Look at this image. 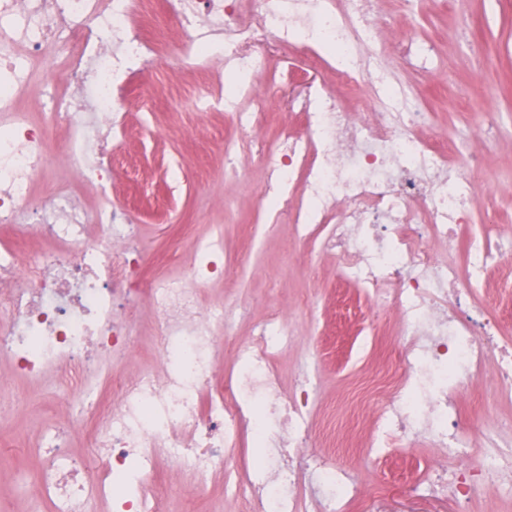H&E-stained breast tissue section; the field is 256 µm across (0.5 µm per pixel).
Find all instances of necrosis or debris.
Listing matches in <instances>:
<instances>
[{"instance_id": "necrosis-or-debris-1", "label": "necrosis or debris", "mask_w": 512, "mask_h": 512, "mask_svg": "<svg viewBox=\"0 0 512 512\" xmlns=\"http://www.w3.org/2000/svg\"><path fill=\"white\" fill-rule=\"evenodd\" d=\"M376 20V0H0V222L16 230L0 240V358L30 384L81 394L72 416L47 426L39 443L37 495L53 512H161L164 459L192 472L195 493H203L258 411L268 421L257 435L266 484L225 471V492L244 499L247 512H298L302 487L288 475L301 462L285 451L309 446L312 399L308 386L286 398L277 387L275 353L293 339L287 319L273 313L239 347L243 372L211 374L227 317L205 308L200 293L247 259L227 257L221 239L200 240L187 274L154 277L128 209L33 193L53 129L68 171L110 188L132 81L169 58L199 63L216 45L246 80L230 95L207 86L196 108L231 114L239 129L267 130L251 78L264 68L260 47L269 42L302 46L337 83L377 104L354 115L322 85L310 86L293 107L298 132L283 128L266 142V190L248 232L262 235L289 216L303 243L339 251L345 275L400 313L404 354L363 396L384 404L373 445L403 448L424 438L457 462L450 475L419 472L405 492L426 487L461 512L512 486V452L486 454L479 480H464L470 423L455 405L461 384L481 374L489 356L512 385V348L497 343L495 319L469 303L482 262L499 245L490 234L474 239L465 276L434 261L432 245H453L472 223L477 185L459 170L456 143L422 136L428 114L400 106L384 71L367 73ZM176 23L185 33L172 44L166 34ZM36 64L57 74L41 125L17 109L34 90ZM34 239L47 249L21 256ZM141 295L156 311L158 356L129 380L115 369L132 347L116 311Z\"/></svg>"}]
</instances>
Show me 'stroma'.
<instances>
[{
	"instance_id": "obj_1",
	"label": "stroma",
	"mask_w": 512,
	"mask_h": 512,
	"mask_svg": "<svg viewBox=\"0 0 512 512\" xmlns=\"http://www.w3.org/2000/svg\"><path fill=\"white\" fill-rule=\"evenodd\" d=\"M414 33L428 41L430 68L396 58V47ZM377 40L375 65L389 71L413 103L432 113L435 133L465 147L472 124L488 113L497 117L487 130L493 147L479 153L478 161L481 197L503 226V256L490 265L474 298L495 315L502 337L511 339L512 0H418L411 11L404 0H380ZM228 71L220 51L196 69L161 64L151 79L152 110L141 109L138 88L128 93L124 112L129 136L113 169L110 191L73 183L66 167L55 160L36 181L34 193L42 197L53 187L90 206L131 209L140 246L159 257L152 269L156 275L185 273L195 258V241L218 234L228 253L251 254L249 267L239 276L202 292L203 305L230 306L232 328L214 362L215 375L235 368L234 347L252 339L256 324L271 312H287L295 343L276 358L280 387L287 393L302 381L311 386L309 427L314 439L305 453L335 460L362 490V498L345 500L341 512H410L414 503L400 497L399 487L411 475L412 460L429 464L431 449L396 448L388 457H377L370 443L382 410L374 407L363 415L356 410L357 398L373 386L402 343L401 317L382 310L374 296L345 279L335 252L309 255L291 225H276L257 238L246 233L260 204L265 165L258 162L237 176H225L224 142L239 140L241 148L258 155L264 148L224 113L193 110V100L206 84L229 87ZM255 86L268 98L270 131L295 125L288 105L302 92L301 80L276 85L261 73ZM354 305L381 312L374 335H365L363 320L350 312ZM118 316L137 337L136 354L117 364L132 379L155 358V311L141 297L122 307ZM495 375L491 366L486 375L467 380L459 408L496 433L500 445L512 447V400L493 386ZM12 394L11 422L0 428V502L13 512H51L48 504L26 500L19 482L38 474L42 426L66 420L78 399L65 389H32L20 381ZM160 479L170 489L172 512H238L237 499L224 493L222 475L212 478L203 495L190 494L193 477L171 462L161 463Z\"/></svg>"
}]
</instances>
